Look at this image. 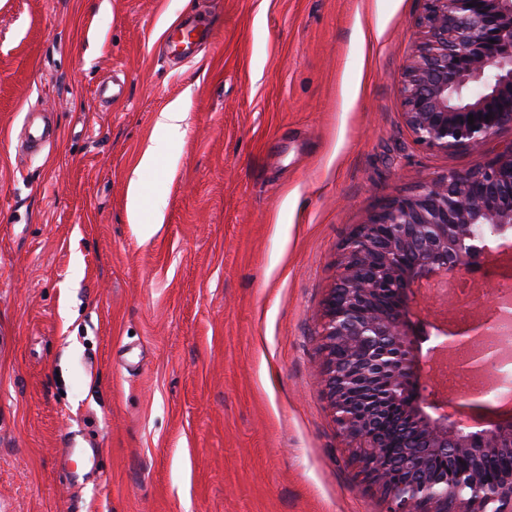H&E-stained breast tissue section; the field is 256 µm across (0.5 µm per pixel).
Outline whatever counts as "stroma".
Segmentation results:
<instances>
[{
  "instance_id": "stroma-1",
  "label": "stroma",
  "mask_w": 512,
  "mask_h": 512,
  "mask_svg": "<svg viewBox=\"0 0 512 512\" xmlns=\"http://www.w3.org/2000/svg\"><path fill=\"white\" fill-rule=\"evenodd\" d=\"M425 7L0 0V512H383L323 383L342 245L384 201L512 141H414L399 78ZM190 11L210 41L164 59ZM115 77L122 98L101 100ZM176 100L185 133L165 141L155 122ZM30 111L57 130L33 157ZM497 269H458L473 301L415 290L422 386L448 385L423 328L492 314ZM71 437L95 470L64 458Z\"/></svg>"
}]
</instances>
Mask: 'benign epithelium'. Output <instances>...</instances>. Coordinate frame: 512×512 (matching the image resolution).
Here are the masks:
<instances>
[{
	"label": "benign epithelium",
	"mask_w": 512,
	"mask_h": 512,
	"mask_svg": "<svg viewBox=\"0 0 512 512\" xmlns=\"http://www.w3.org/2000/svg\"><path fill=\"white\" fill-rule=\"evenodd\" d=\"M423 24L399 79L415 142L455 152L512 128V0H426ZM505 170L512 174V142L484 166L383 203L344 244L343 274L324 303L325 390L338 426L367 449L358 467L385 512H512V471L485 472L512 451V416L477 432L457 409L431 418L416 404L424 389L408 333V288L478 262L490 238L512 228ZM385 296L391 310L364 307ZM338 346L349 363H336ZM433 457L444 469H429Z\"/></svg>",
	"instance_id": "obj_1"
}]
</instances>
